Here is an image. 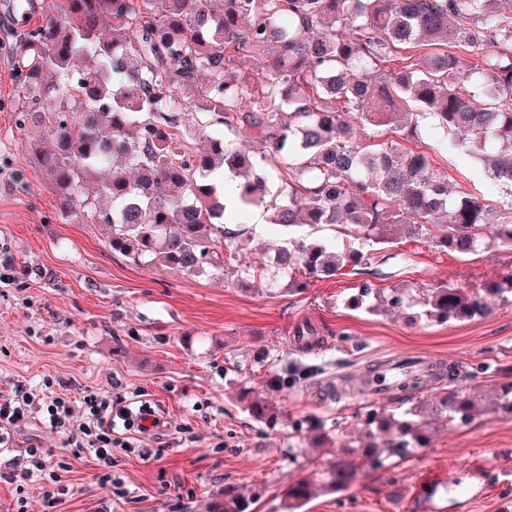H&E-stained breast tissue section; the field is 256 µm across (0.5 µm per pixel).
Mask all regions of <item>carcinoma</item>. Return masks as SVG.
Returning a JSON list of instances; mask_svg holds the SVG:
<instances>
[{
  "label": "carcinoma",
  "mask_w": 512,
  "mask_h": 512,
  "mask_svg": "<svg viewBox=\"0 0 512 512\" xmlns=\"http://www.w3.org/2000/svg\"><path fill=\"white\" fill-rule=\"evenodd\" d=\"M46 0L38 24L14 49L21 111L41 133L30 143L38 168L57 193L63 219L107 226L112 251L140 264L184 274L224 270L219 232L224 195L210 176L237 178L238 212L270 211L288 231L348 224L358 249L288 238L277 259L241 266L237 280L300 293L311 280L362 265L365 248L398 237L469 254L512 248V0ZM413 49L411 55L399 51ZM257 62V72L237 68ZM395 61L402 62L398 67ZM199 112L224 126L219 136L197 124L207 148L192 147L182 114ZM486 167L502 206L484 195L448 192L431 153L357 134L369 126L403 140L425 141L434 126ZM250 129L253 145L230 136ZM51 146H43L42 139ZM281 181L277 202L269 183ZM97 183L96 194L86 191ZM364 282L348 302L366 305ZM512 296V275L480 291L440 283L417 297L395 288L388 307L414 322H465L486 315L491 300ZM288 374L268 373V393L288 388ZM416 374L397 387L400 406L358 412L361 443L333 440L315 416L306 420L314 447L336 442L320 482L288 484L284 512H297L322 490L355 481L350 458L367 470L411 456L432 442L415 391ZM237 399L256 422L275 429L285 411L272 401ZM448 427L470 423L467 387L437 399ZM486 409L512 415V380L497 385ZM238 486L225 484L206 512H248Z\"/></svg>",
  "instance_id": "1"
}]
</instances>
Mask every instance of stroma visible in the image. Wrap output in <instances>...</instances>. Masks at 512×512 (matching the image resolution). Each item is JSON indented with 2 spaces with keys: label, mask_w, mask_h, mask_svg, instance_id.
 Listing matches in <instances>:
<instances>
[{
  "label": "stroma",
  "mask_w": 512,
  "mask_h": 512,
  "mask_svg": "<svg viewBox=\"0 0 512 512\" xmlns=\"http://www.w3.org/2000/svg\"><path fill=\"white\" fill-rule=\"evenodd\" d=\"M9 0H0V395L15 384L39 388L51 378L80 407L84 390L154 409L160 423L137 436L139 448L161 458L115 451L112 473L133 496L116 499L97 480L92 456L72 458L62 434L34 417L17 428V447L49 449L48 468L69 458V493L53 512H205L225 484L248 497V512H281L289 482L324 470L325 449L312 447L296 421L309 414L350 442L365 398L355 386L367 365L424 355L459 364L464 383L489 396L512 371V300H493L488 314L468 322L408 326L403 313L347 306L362 281L375 291L425 290L445 281L479 290L512 273V250L469 255L437 250L425 240L399 238L376 246L357 272L312 281L302 293L245 289L230 272L198 275L136 265L112 251L103 225L68 222L30 152L32 132L20 110L12 41L19 30ZM434 169L452 192H487L482 164L427 140ZM225 227L243 248L236 261L267 257L278 227L254 226L226 210ZM315 330L311 344L295 339ZM320 369L318 383L275 394L284 425L254 422L235 395L261 390L271 371L296 376ZM343 388L341 400L323 386ZM430 447L392 458L386 469L360 471L349 489L323 494L302 512H512V416L477 411L449 428L433 418ZM469 476L454 487L460 469Z\"/></svg>",
  "instance_id": "stroma-1"
}]
</instances>
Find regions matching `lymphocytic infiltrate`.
I'll list each match as a JSON object with an SVG mask.
<instances>
[{"instance_id":"obj_1","label":"lymphocytic infiltrate","mask_w":512,"mask_h":512,"mask_svg":"<svg viewBox=\"0 0 512 512\" xmlns=\"http://www.w3.org/2000/svg\"><path fill=\"white\" fill-rule=\"evenodd\" d=\"M35 408L42 412L44 422L53 430L66 434L65 445L74 457L94 454L104 468L100 476L103 486L112 488L117 499L129 497V489L113 482L111 466L113 449L129 452L136 449L130 434L135 425L132 409L89 389L82 401L84 420L76 424L72 421L73 409L67 397L51 390L37 394L19 385L9 398L0 401V482L14 485L16 512H28L24 495L26 480L46 476L49 487L44 492V501L51 510L69 492L59 475L47 473L46 449L32 445L23 453L14 451L15 430Z\"/></svg>"}]
</instances>
